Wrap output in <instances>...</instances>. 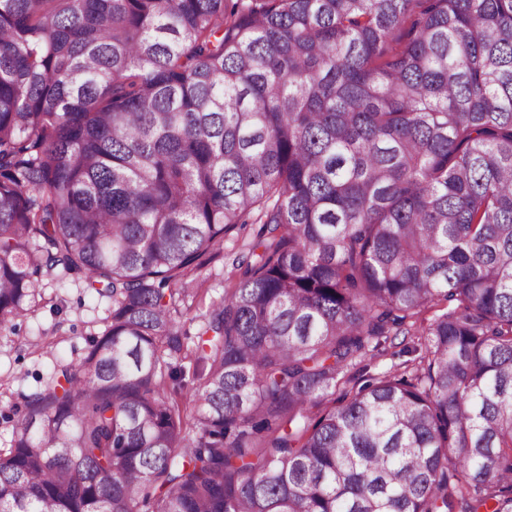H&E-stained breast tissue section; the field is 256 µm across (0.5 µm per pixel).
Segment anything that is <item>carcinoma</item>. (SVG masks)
I'll return each mask as SVG.
<instances>
[{
    "label": "carcinoma",
    "instance_id": "cac0c4a2",
    "mask_svg": "<svg viewBox=\"0 0 512 512\" xmlns=\"http://www.w3.org/2000/svg\"><path fill=\"white\" fill-rule=\"evenodd\" d=\"M45 269L110 322L0 512H512V0H0V325ZM259 225H248L245 229L234 231L224 237V242L208 255L211 260L202 269L201 277L206 278L199 296L193 303L189 300L185 307L179 306V313L174 314L183 330L194 336L201 325V315L205 313L211 300L224 297V288H230L234 281L231 277L232 262L242 254H247L252 247ZM202 298V300H201ZM191 305L190 307H188ZM402 336L395 340L394 344H386L383 355L369 361H364L360 367L367 365V369L361 373L368 375H376L381 372L400 373L404 367L417 357L413 351V344L409 340L401 343ZM401 343V344H400Z\"/></svg>",
    "mask_w": 512,
    "mask_h": 512
}]
</instances>
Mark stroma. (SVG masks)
Segmentation results:
<instances>
[{
  "instance_id": "stroma-1",
  "label": "stroma",
  "mask_w": 512,
  "mask_h": 512,
  "mask_svg": "<svg viewBox=\"0 0 512 512\" xmlns=\"http://www.w3.org/2000/svg\"><path fill=\"white\" fill-rule=\"evenodd\" d=\"M256 231L250 225L232 232L211 252L198 298L176 315L188 334H196L210 301L231 287L232 262L248 253ZM111 308L107 297L87 288L82 273L61 278L50 272L40 280L36 306L0 326V448L21 415L23 395L55 382L59 364L78 363L90 338L104 331Z\"/></svg>"
}]
</instances>
